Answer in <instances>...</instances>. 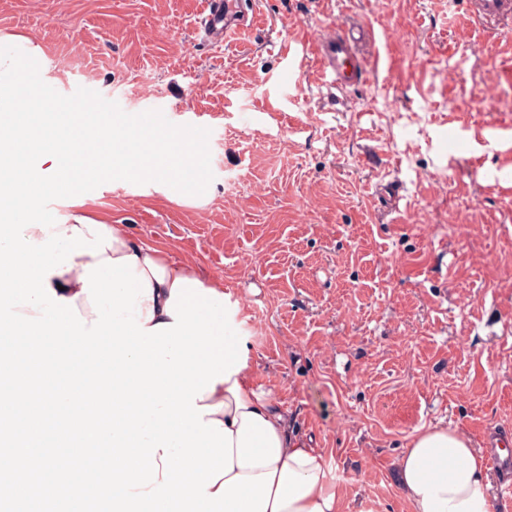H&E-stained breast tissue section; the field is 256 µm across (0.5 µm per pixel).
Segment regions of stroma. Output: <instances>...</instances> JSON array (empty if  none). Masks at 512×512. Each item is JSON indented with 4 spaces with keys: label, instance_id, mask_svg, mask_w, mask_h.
<instances>
[{
    "label": "stroma",
    "instance_id": "35a3bbf8",
    "mask_svg": "<svg viewBox=\"0 0 512 512\" xmlns=\"http://www.w3.org/2000/svg\"><path fill=\"white\" fill-rule=\"evenodd\" d=\"M253 2L249 39L211 44L202 0H0V44L64 95L222 116L203 195L116 180L83 210L223 278L256 389L322 450L343 512H409L394 465L416 429L512 436V28L466 0ZM350 26L379 65L332 94L300 45Z\"/></svg>",
    "mask_w": 512,
    "mask_h": 512
}]
</instances>
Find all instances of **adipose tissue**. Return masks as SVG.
I'll return each mask as SVG.
<instances>
[{"label":"adipose tissue","mask_w":512,"mask_h":512,"mask_svg":"<svg viewBox=\"0 0 512 512\" xmlns=\"http://www.w3.org/2000/svg\"><path fill=\"white\" fill-rule=\"evenodd\" d=\"M110 230L113 241L106 257L135 256L153 288L141 304L144 326L169 322L165 305L175 280H196L223 292V280L206 275L194 263L171 259L163 248L134 237L123 225H111ZM97 261L88 253L73 256L70 269H57L48 279L89 321L94 315L81 277L85 265ZM252 375V367H243L216 383L202 400L216 408V420L233 433L234 473H274L267 512H340L343 493L330 481L324 455L292 432L287 411L255 389ZM488 472L485 456L464 433L439 426L413 434L396 461L397 485L411 512H497Z\"/></svg>","instance_id":"adipose-tissue-1"}]
</instances>
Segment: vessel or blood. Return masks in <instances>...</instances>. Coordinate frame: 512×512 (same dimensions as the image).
I'll list each match as a JSON object with an SVG mask.
<instances>
[{"instance_id": "obj_1", "label": "vessel or blood", "mask_w": 512, "mask_h": 512, "mask_svg": "<svg viewBox=\"0 0 512 512\" xmlns=\"http://www.w3.org/2000/svg\"><path fill=\"white\" fill-rule=\"evenodd\" d=\"M199 33L205 41L223 43L252 30L250 0H204ZM471 18L478 25L512 20V0H469ZM353 30L309 40L319 79L329 89H349L366 82L370 70L355 47Z\"/></svg>"}]
</instances>
